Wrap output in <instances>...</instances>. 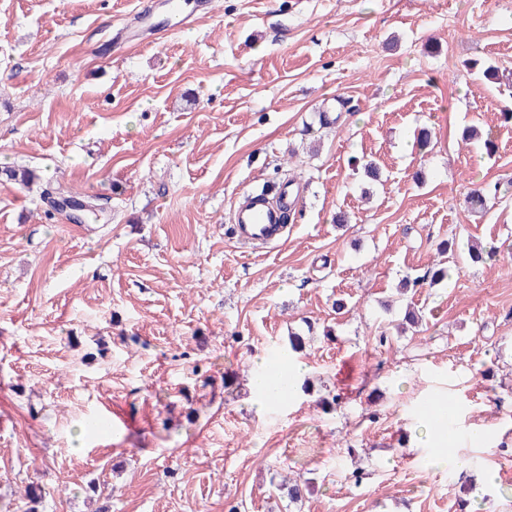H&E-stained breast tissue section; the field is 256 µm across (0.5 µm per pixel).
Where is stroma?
Instances as JSON below:
<instances>
[{"label":"stroma","instance_id":"1","mask_svg":"<svg viewBox=\"0 0 512 512\" xmlns=\"http://www.w3.org/2000/svg\"><path fill=\"white\" fill-rule=\"evenodd\" d=\"M181 2L191 25L162 0H0V167L40 177L0 181V512L32 484L38 512H512V86L466 65L512 72V0ZM142 11L161 32L116 43ZM473 118L495 154L465 148ZM285 182L280 239L240 244L236 208ZM448 239L498 254L398 294ZM409 303L422 327L397 333ZM293 332L313 341L290 356ZM282 356L313 389L259 408L254 363ZM293 472L305 500L270 497Z\"/></svg>","mask_w":512,"mask_h":512}]
</instances>
